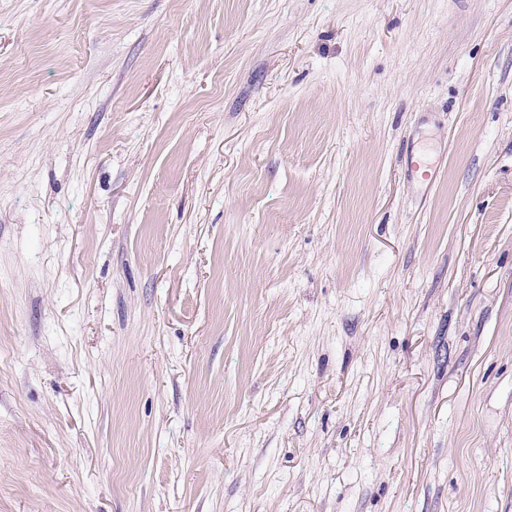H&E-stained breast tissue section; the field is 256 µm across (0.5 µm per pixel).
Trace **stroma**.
Listing matches in <instances>:
<instances>
[{"label":"stroma","instance_id":"1","mask_svg":"<svg viewBox=\"0 0 512 512\" xmlns=\"http://www.w3.org/2000/svg\"><path fill=\"white\" fill-rule=\"evenodd\" d=\"M0 512H512V0H0Z\"/></svg>","mask_w":512,"mask_h":512}]
</instances>
